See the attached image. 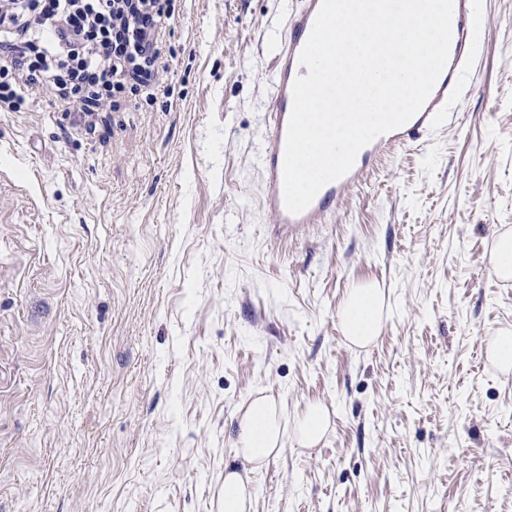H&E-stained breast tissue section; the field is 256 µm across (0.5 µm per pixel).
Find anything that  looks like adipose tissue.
Here are the masks:
<instances>
[{"instance_id": "ef3b65f1", "label": "adipose tissue", "mask_w": 512, "mask_h": 512, "mask_svg": "<svg viewBox=\"0 0 512 512\" xmlns=\"http://www.w3.org/2000/svg\"><path fill=\"white\" fill-rule=\"evenodd\" d=\"M385 291L376 285L350 289L339 312L344 338L352 345L364 347L372 343L381 329ZM284 429L277 408L270 399L254 398L242 415L236 446L244 460L262 467L281 453Z\"/></svg>"}]
</instances>
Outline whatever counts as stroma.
Instances as JSON below:
<instances>
[{
    "label": "stroma",
    "instance_id": "stroma-1",
    "mask_svg": "<svg viewBox=\"0 0 512 512\" xmlns=\"http://www.w3.org/2000/svg\"><path fill=\"white\" fill-rule=\"evenodd\" d=\"M298 0H184L168 86L96 128L0 112V512H512V330L491 271L512 229V0H480L459 120L384 155L327 223L276 238L256 160L272 58ZM385 288L351 345L349 289ZM287 423L247 472L241 408ZM384 306V288L365 285L350 289L339 312L344 338L358 347L372 343L381 329ZM486 350L503 370L512 369V332L505 330L486 340ZM329 424V411L322 404L309 405L295 421L297 443L303 448L319 444ZM253 491L236 472L224 475V512H248Z\"/></svg>",
    "mask_w": 512,
    "mask_h": 512
}]
</instances>
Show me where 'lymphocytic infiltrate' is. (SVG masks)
Returning <instances> with one entry per match:
<instances>
[{"label": "lymphocytic infiltrate", "instance_id": "lymphocytic-infiltrate-1", "mask_svg": "<svg viewBox=\"0 0 512 512\" xmlns=\"http://www.w3.org/2000/svg\"><path fill=\"white\" fill-rule=\"evenodd\" d=\"M177 0H0V112L47 100L92 127L153 99Z\"/></svg>", "mask_w": 512, "mask_h": 512}]
</instances>
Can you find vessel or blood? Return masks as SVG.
<instances>
[{
    "mask_svg": "<svg viewBox=\"0 0 512 512\" xmlns=\"http://www.w3.org/2000/svg\"><path fill=\"white\" fill-rule=\"evenodd\" d=\"M320 0H299L291 12L274 54L273 93L263 133L264 150L258 158L263 173L260 198L271 225L284 236H293L309 225L324 224L345 194L369 175L373 161L384 151L407 146L446 128L453 119L452 109L463 92L464 78L473 71L479 54L476 35L478 0H454L449 63L433 88L423 109L398 129L383 134L358 154L351 171L343 178L320 189L301 213H290L283 196V161L288 121L293 104L292 84L307 75V67L298 62L319 9Z\"/></svg>",
    "mask_w": 512,
    "mask_h": 512,
    "instance_id": "b4317fda",
    "label": "vessel or blood"
}]
</instances>
